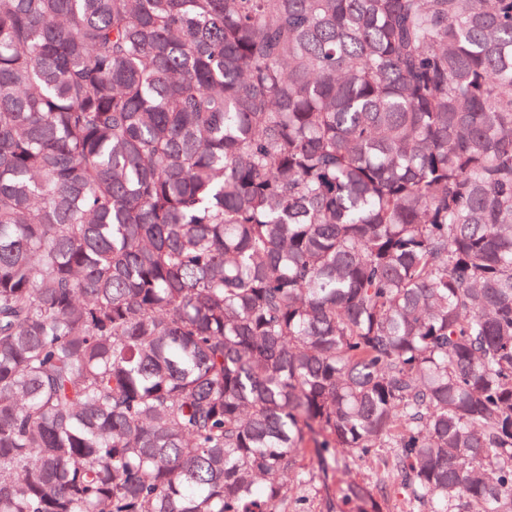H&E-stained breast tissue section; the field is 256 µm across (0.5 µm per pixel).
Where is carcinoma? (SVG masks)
<instances>
[{
  "label": "carcinoma",
  "mask_w": 512,
  "mask_h": 512,
  "mask_svg": "<svg viewBox=\"0 0 512 512\" xmlns=\"http://www.w3.org/2000/svg\"><path fill=\"white\" fill-rule=\"evenodd\" d=\"M374 460L512 512V0H0V512Z\"/></svg>",
  "instance_id": "obj_1"
}]
</instances>
